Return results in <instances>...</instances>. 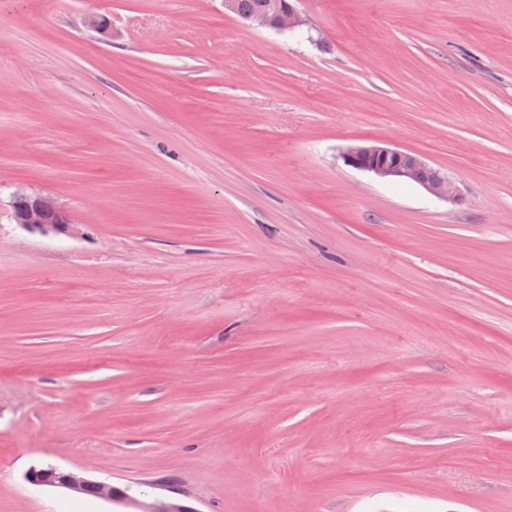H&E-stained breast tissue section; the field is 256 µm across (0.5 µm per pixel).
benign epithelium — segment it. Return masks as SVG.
I'll list each match as a JSON object with an SVG mask.
<instances>
[{
  "label": "benign epithelium",
  "instance_id": "1",
  "mask_svg": "<svg viewBox=\"0 0 512 512\" xmlns=\"http://www.w3.org/2000/svg\"><path fill=\"white\" fill-rule=\"evenodd\" d=\"M246 23L258 28L278 32H292L303 25L302 14L293 0H271L270 9L251 15ZM346 165L368 172L379 179L410 180L422 186L429 194L439 199H452L457 195L456 184L448 175L436 170L425 159L411 152L379 144L355 145L342 154ZM11 199L24 202L23 209L15 216L17 226L29 233L41 235L70 234L73 223L68 214L51 195L39 190L18 187ZM53 212L58 216L54 223L44 221V215ZM25 479L35 486L61 487L82 492L89 485L97 488L98 499L114 506L129 500L128 494L112 484L89 480L76 472L52 464L31 467ZM141 512H192L182 506L164 500L142 504Z\"/></svg>",
  "mask_w": 512,
  "mask_h": 512
}]
</instances>
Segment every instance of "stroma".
Returning <instances> with one entry per match:
<instances>
[{"label": "stroma", "mask_w": 512, "mask_h": 512, "mask_svg": "<svg viewBox=\"0 0 512 512\" xmlns=\"http://www.w3.org/2000/svg\"><path fill=\"white\" fill-rule=\"evenodd\" d=\"M297 7L0 0V512H512V0ZM294 2L297 1L273 0L270 1V9L265 11L268 0H236V9L234 0H224V11L231 14L236 12V17L241 20L254 14L245 20L250 26L278 32H293L303 25L302 14ZM342 158L347 166L371 173L379 179L413 181L439 199H453L457 195L458 188L448 175L431 168L418 154L379 144H366L349 147ZM426 171L432 174L424 177ZM10 197L11 200L21 199L24 202L23 209L15 216L16 224L22 230L41 235L73 232V223L68 214L51 195L31 188L17 187ZM48 212L55 213L58 220L46 223L44 215ZM25 479L35 486L61 487L78 493L84 491L89 485H95L98 499L106 503H112L113 512H126L114 510V506L123 504L130 499L128 494L118 490L111 483L89 480L76 472L52 464L29 468L25 473Z\"/></svg>", "instance_id": "stroma-1"}]
</instances>
